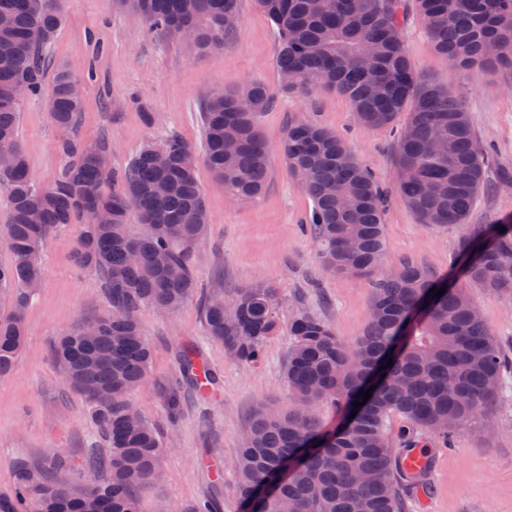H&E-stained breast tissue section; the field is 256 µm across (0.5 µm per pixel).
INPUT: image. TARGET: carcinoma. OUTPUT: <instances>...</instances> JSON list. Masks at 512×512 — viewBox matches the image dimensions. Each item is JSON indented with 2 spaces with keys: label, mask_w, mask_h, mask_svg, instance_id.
Wrapping results in <instances>:
<instances>
[{
  "label": "carcinoma",
  "mask_w": 512,
  "mask_h": 512,
  "mask_svg": "<svg viewBox=\"0 0 512 512\" xmlns=\"http://www.w3.org/2000/svg\"><path fill=\"white\" fill-rule=\"evenodd\" d=\"M240 0H112L135 12L164 38L180 28L197 32L194 45L218 49L235 31ZM277 32L276 66L283 93L334 90L360 125H393L407 113L394 154L396 190L424 224L464 226L455 261L460 278L490 292L512 293V221L467 224L483 186L484 153L468 112L446 89L417 73L402 31L414 14L436 50L463 68H512V0H254ZM10 23L0 55V191L11 213L8 246L14 262L0 267V295L11 312L0 319V377L10 374L24 341L27 306L42 281L45 236L59 224H84L77 258L103 275L111 312L76 324L54 350L64 382L82 393L108 445L82 469L93 482H63L66 453L41 466L23 460L13 493L0 512H140L136 491L161 476L160 435L144 417L127 418L133 391L151 374V347L138 312L180 309L193 295L192 257L207 229L205 201L191 145L175 132L149 142L114 180L103 165L109 146L86 147L73 136L83 101L70 95L69 67L55 68L48 92L42 76L47 50L64 21L61 0H0ZM51 103L65 167L53 184L36 186L18 139L25 99ZM275 97L258 81L217 91L202 108L204 161L238 203L255 201L269 171L260 116ZM288 171L313 207L311 234L321 269L376 275L362 334L346 343L332 325L306 312L281 320L276 288H239L230 301L218 291L203 313L209 336L249 368L263 359L267 339L285 327L291 339L284 378L292 402L257 408L241 437L238 502L263 486L276 491L256 512H405L403 492L423 485L425 469L410 470L409 453L424 440L444 444L496 397L503 361L464 284L412 259L381 272L385 196L345 141L308 118L288 122L282 144ZM118 185H113V182ZM144 226L129 228L131 213ZM444 290L439 297L430 290ZM196 352L181 358V377L166 406L180 410L182 388L202 391ZM393 365H387V359ZM371 391L369 400L360 391ZM339 414L332 429L317 408ZM402 425L393 432L390 419Z\"/></svg>",
  "instance_id": "1"
}]
</instances>
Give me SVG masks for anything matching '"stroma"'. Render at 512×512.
<instances>
[{
	"mask_svg": "<svg viewBox=\"0 0 512 512\" xmlns=\"http://www.w3.org/2000/svg\"><path fill=\"white\" fill-rule=\"evenodd\" d=\"M64 14L48 50L52 67L44 76L52 78L57 64L75 66L83 109L74 136L85 145L107 141L115 171L124 170L147 141L171 129L202 152L200 112L214 91L257 80L277 95L260 119L270 150L264 193L250 203L229 202L223 183L199 164L208 226L192 259L198 290L176 313L145 307L138 314L153 360L151 378L133 400L166 445L161 480L138 493L141 512H170L177 504L207 501L215 512H239V437L256 408L287 407L283 368L290 339L282 332L271 336L260 367H246L208 335L203 297L218 288L229 296L264 281L277 288L285 312L299 308L312 313L346 341L363 331L372 298L368 280L319 270L317 245L306 224L312 201L289 174L280 152L289 120L307 117L341 136L386 191L385 268L411 257L435 274H448L461 230L420 223L396 193L391 128H363L348 101L333 91L279 95L275 26L252 0H241L233 37L223 48L206 51L149 33L139 15L112 9L107 0H65ZM402 37L414 69L462 103L488 153L485 188L468 223L512 218V70L479 72L452 65L413 18ZM19 138L38 183H52L65 158L58 148L59 133L40 100H25ZM82 230L79 224L61 225L43 241L44 276L27 311L25 341L13 374L0 379L2 495L12 490L18 460L41 463L61 449L77 467L90 451L106 449L89 403L63 382L53 359L60 336L110 309L100 274L77 261ZM468 292L512 360V300L474 285ZM189 345L215 373L217 384L205 394L186 389L182 413L172 422L163 392L178 377L181 352ZM429 456V491L410 494L406 512H512V371L503 377L492 406L460 427L451 447L430 448Z\"/></svg>",
	"mask_w": 512,
	"mask_h": 512,
	"instance_id": "1",
	"label": "stroma"
}]
</instances>
